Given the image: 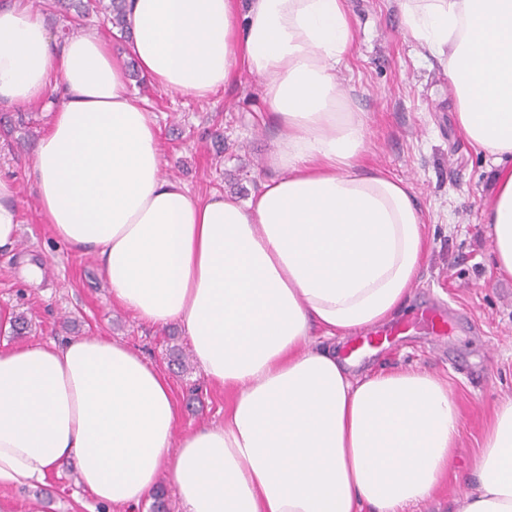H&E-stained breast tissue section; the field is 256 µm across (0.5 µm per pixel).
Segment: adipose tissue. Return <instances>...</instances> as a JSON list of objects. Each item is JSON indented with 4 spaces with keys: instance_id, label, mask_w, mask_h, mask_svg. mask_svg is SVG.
Masks as SVG:
<instances>
[{
    "instance_id": "adipose-tissue-1",
    "label": "adipose tissue",
    "mask_w": 512,
    "mask_h": 512,
    "mask_svg": "<svg viewBox=\"0 0 512 512\" xmlns=\"http://www.w3.org/2000/svg\"><path fill=\"white\" fill-rule=\"evenodd\" d=\"M125 2L128 51L156 86L205 98L240 66L261 82L273 176L247 201L165 178L157 121L121 57L92 28L56 41L22 0L0 5V102L51 114L32 177L54 237L96 257L113 303L179 322L232 401L223 423L181 436L166 375L124 345L0 349V485L42 483L70 459L115 507L166 475L184 512H408L445 476L460 415L429 373L355 374L329 345L402 310L425 238L411 186L362 165L367 115L338 80L349 0ZM398 6L497 168L484 220L512 278V0ZM455 512H512V396Z\"/></svg>"
}]
</instances>
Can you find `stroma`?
<instances>
[{
    "mask_svg": "<svg viewBox=\"0 0 512 512\" xmlns=\"http://www.w3.org/2000/svg\"><path fill=\"white\" fill-rule=\"evenodd\" d=\"M355 42L342 87L368 116L363 163L408 181L426 221V255L411 296L399 313L406 321L432 307L451 321L452 336L415 329L394 344L359 355V371L423 369L445 381L460 413V434L448 476L421 512H452L467 490L485 426L497 402L512 395V279L494 270L482 210L494 169L460 130L456 99L434 58L401 32L396 0H350ZM129 88L158 117L166 177L195 195L213 192L247 200L261 180L273 132L258 80L244 71L206 99L161 90L137 68ZM0 176L18 188L21 231L0 251V318L25 316L24 335L0 327V345L104 336L140 353L164 372L180 410V432L224 419L230 397L210 383L194 360L170 365L173 349L190 352L181 325L140 322L113 304L97 261L72 253L50 232L35 198L31 165L47 129L46 107L0 103ZM41 270L38 281L24 276ZM0 512H127L101 505L80 482L73 462L32 487L0 486Z\"/></svg>",
    "mask_w": 512,
    "mask_h": 512,
    "instance_id": "1",
    "label": "stroma"
}]
</instances>
